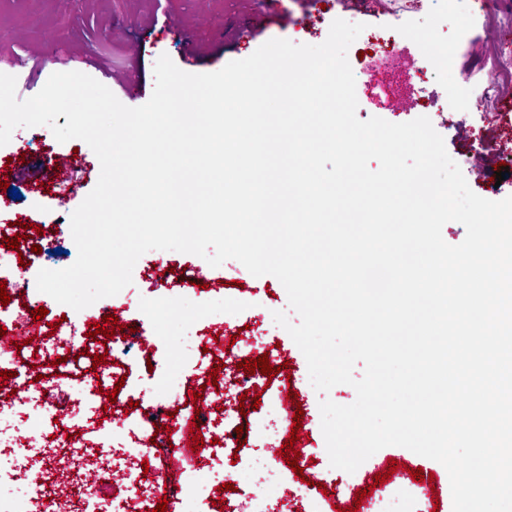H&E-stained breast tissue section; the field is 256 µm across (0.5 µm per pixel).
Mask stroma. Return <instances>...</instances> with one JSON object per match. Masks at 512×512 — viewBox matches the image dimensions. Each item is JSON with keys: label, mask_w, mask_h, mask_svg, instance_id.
<instances>
[{"label": "stroma", "mask_w": 512, "mask_h": 512, "mask_svg": "<svg viewBox=\"0 0 512 512\" xmlns=\"http://www.w3.org/2000/svg\"><path fill=\"white\" fill-rule=\"evenodd\" d=\"M262 13L261 26L252 29V14ZM364 24V38L394 44L396 65L384 64L361 54L362 41H354L347 58L356 80L357 116L379 117L405 123L429 116L443 137L448 154L461 151L454 120L469 113L474 117L469 141L479 144L484 131L480 107L469 91L488 85L493 67L487 64L496 48L499 30L512 29V0H418L407 8L405 0H0V73L17 78L16 96L27 99L52 73L79 71L107 81L118 91L128 80H138L142 92L127 99L130 107L143 105L154 86V65L168 55L184 72L211 73L228 62L252 55L273 38L298 44L318 45L329 33L333 20ZM448 55L452 64L431 68L432 52ZM484 68H475L477 60ZM76 154L78 164L66 172L53 168L59 154ZM99 161L82 140L58 142L45 126L19 127L7 145L0 146V224L43 218L54 197L69 194V209H76L95 187ZM18 188L12 199L10 188ZM177 262L203 266L208 285L223 287L228 307L238 316L224 326L225 338L237 332L253 335L259 325V305L288 311L287 293L271 275L253 276L240 262L230 259L221 266H204L201 257L181 253ZM276 349L271 365L287 363L290 382L304 412L298 448L302 458L325 454L319 403L324 395L309 390L304 355L285 329L265 338ZM400 468H422L433 476L431 484L420 480L401 483L399 512H452L450 480L444 466L399 446H388L366 460L349 481L338 479L334 469L305 471L306 480L323 483L327 499L340 508L354 502L357 491L374 484L376 473L387 472L390 460ZM438 506L427 503L428 495Z\"/></svg>", "instance_id": "35a3bbf8"}]
</instances>
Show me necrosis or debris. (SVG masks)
Listing matches in <instances>:
<instances>
[{"instance_id":"necrosis-or-debris-1","label":"necrosis or debris","mask_w":512,"mask_h":512,"mask_svg":"<svg viewBox=\"0 0 512 512\" xmlns=\"http://www.w3.org/2000/svg\"><path fill=\"white\" fill-rule=\"evenodd\" d=\"M38 254L0 247V281L11 292L7 305H0V326L14 335L38 340L41 350L64 352L58 365L44 363L40 380H31L27 367L29 347L11 348L0 354V412L5 413L8 434H0V447L25 449L37 443L44 455L66 450L71 433L81 445L96 448L95 460L102 480L121 475L125 495L112 501L114 512H153L159 497H166L169 512H219L232 503V512H280L292 504L296 512H324L321 492L288 485V464L269 455L268 445L288 439L289 415L283 402L288 380L259 385L257 376L241 375L231 384L212 383L211 369L235 365L224 351V325L232 313L224 293L202 295L194 282L198 267L174 270L167 251H159L151 267L134 266L133 276L151 281L157 296L147 306L128 312L125 294L101 299L77 311L57 303L49 295L31 288L30 280L42 269ZM46 308L45 318L33 319L31 311ZM122 313L126 319L115 332L109 363L90 373L92 356L85 351L84 336L91 324L103 316ZM203 319L206 333L202 344L187 353V368L168 365L161 351L180 346L178 329L184 322ZM11 378H2V371ZM262 387L260 402L250 392ZM155 392L154 401L144 399L145 389ZM216 399L217 408L201 407L199 427L205 439L184 483L168 489L161 480V448L191 445L189 426L182 414L194 392ZM116 394L114 404L104 405L103 395ZM262 447H255V439ZM237 455L241 466L226 471L227 490L208 479L211 461ZM68 482L70 494H54L58 483ZM87 487L69 481L66 473L53 472L28 480L21 493L0 488V512H33L46 501L51 512H88Z\"/></svg>"}]
</instances>
